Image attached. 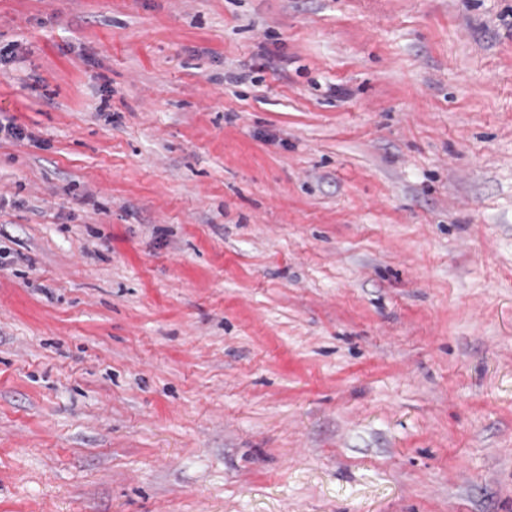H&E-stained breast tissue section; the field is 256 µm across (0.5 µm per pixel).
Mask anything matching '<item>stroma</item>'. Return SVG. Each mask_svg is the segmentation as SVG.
Here are the masks:
<instances>
[{"instance_id": "1", "label": "stroma", "mask_w": 512, "mask_h": 512, "mask_svg": "<svg viewBox=\"0 0 512 512\" xmlns=\"http://www.w3.org/2000/svg\"><path fill=\"white\" fill-rule=\"evenodd\" d=\"M0 512H512V0H0Z\"/></svg>"}]
</instances>
